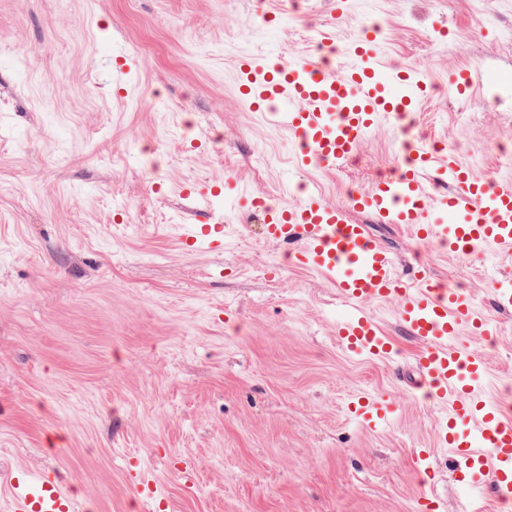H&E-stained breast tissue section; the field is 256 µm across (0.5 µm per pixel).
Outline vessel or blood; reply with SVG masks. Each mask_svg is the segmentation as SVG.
Returning <instances> with one entry per match:
<instances>
[{
    "mask_svg": "<svg viewBox=\"0 0 512 512\" xmlns=\"http://www.w3.org/2000/svg\"><path fill=\"white\" fill-rule=\"evenodd\" d=\"M347 65L335 71L309 56L288 65L251 56L239 61L240 92L281 131L299 142L293 156L302 170L336 166L354 157L365 136L380 122L401 121L425 83L418 71L391 65L378 30L363 27L342 50ZM491 75L471 69L449 71L459 94L491 83ZM405 169L374 182L351 197L350 209L307 193L288 209L265 213L269 241L294 244L296 266L322 274L336 287L347 311L337 336L354 356L391 358L393 346L366 312L365 300L399 298L398 318L422 345L417 370L428 396L443 404L448 418L438 441L468 468L471 483L490 488L497 500L512 501V414L486 395L487 362L458 341L461 326L490 336L493 324L473 309L467 293L420 274L402 280L394 257L349 211L368 212L384 224L409 226L419 239L437 240L448 252L472 255L491 248L512 252V184L475 177L451 149L429 150L404 143ZM431 171L447 193L430 197L421 173ZM221 224H188L183 241L211 251L224 247ZM349 410L374 428L393 417L390 399L359 396ZM127 477L145 499L157 497L152 475L138 463ZM12 512H80V504L54 482L27 472L14 478Z\"/></svg>",
    "mask_w": 512,
    "mask_h": 512,
    "instance_id": "b4317fda",
    "label": "vessel or blood"
}]
</instances>
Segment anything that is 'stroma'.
<instances>
[{"label":"stroma","mask_w":512,"mask_h":512,"mask_svg":"<svg viewBox=\"0 0 512 512\" xmlns=\"http://www.w3.org/2000/svg\"><path fill=\"white\" fill-rule=\"evenodd\" d=\"M427 92L408 131L383 125L345 165L301 172L288 135L238 90L245 54L306 55L363 25ZM133 60L135 90L109 63ZM498 77L497 95L457 96L448 73ZM456 151L475 176L512 182V0H0V512L14 477L50 476L89 512H152L127 480L138 460L164 512H500L460 485L437 440L441 404L416 387L421 345L397 300L366 308L396 348L346 354L337 291L286 261L264 227L186 187L230 183L286 208L302 191L347 207L393 175L403 139ZM353 221L394 256L468 290L493 336L466 343L512 406V309L495 305L506 254L454 256L367 213ZM227 227L223 251L188 250L182 227ZM391 398L370 429L348 404ZM427 451L426 470L416 457Z\"/></svg>","instance_id":"obj_1"}]
</instances>
